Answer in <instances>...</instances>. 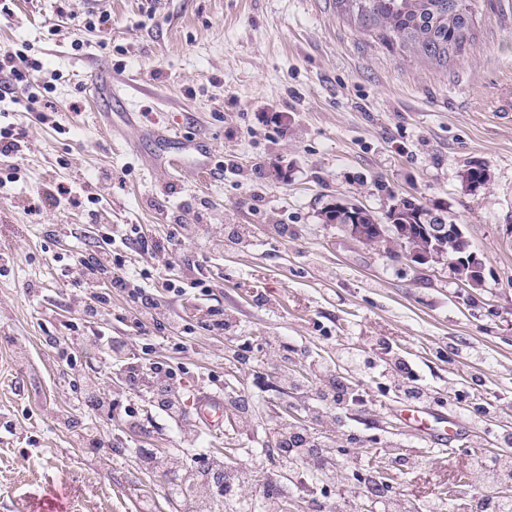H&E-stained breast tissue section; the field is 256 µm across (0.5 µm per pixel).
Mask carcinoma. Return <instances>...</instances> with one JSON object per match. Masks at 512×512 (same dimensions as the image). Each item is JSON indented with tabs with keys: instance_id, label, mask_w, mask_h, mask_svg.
<instances>
[{
	"instance_id": "carcinoma-1",
	"label": "carcinoma",
	"mask_w": 512,
	"mask_h": 512,
	"mask_svg": "<svg viewBox=\"0 0 512 512\" xmlns=\"http://www.w3.org/2000/svg\"><path fill=\"white\" fill-rule=\"evenodd\" d=\"M336 9L355 27L375 38L389 51L410 54L438 67L459 56L474 39L476 0H336ZM325 224H373L378 219L365 206L336 203V209L321 210ZM421 211L404 200L387 212L393 224H419ZM448 257H462L471 249L464 234L451 233Z\"/></svg>"
}]
</instances>
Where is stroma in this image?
Masks as SVG:
<instances>
[{"mask_svg":"<svg viewBox=\"0 0 512 512\" xmlns=\"http://www.w3.org/2000/svg\"><path fill=\"white\" fill-rule=\"evenodd\" d=\"M477 6L474 42L442 68L379 47L335 0H112L100 31L78 30L80 0H0V51L30 49L31 82L49 85L56 111L44 124L0 103L24 146L0 157V176L15 175L0 186L12 255L0 275V512H175L168 485L194 479L198 454L259 497L282 481L276 443L294 431L333 470L317 490L286 482L295 512H356L369 448L390 466V512H422L460 477L449 512H471L493 482L477 449L512 457V121L499 112L512 99V0ZM121 76L137 90L107 97ZM179 154L182 170L157 174ZM475 163L491 179L472 192L461 173ZM60 185L82 187L80 206H56ZM334 197L378 215L401 197L442 207L483 283L353 241L321 220ZM170 213L201 225L207 248L112 247L154 315L101 282L105 319L78 329L88 290L65 258L98 250L107 224L166 240ZM197 277L208 291L168 289ZM216 313L220 332L207 328ZM50 334L77 337L75 360L45 345ZM109 336L127 339L137 368L176 370L180 421L127 385ZM92 383L112 400L105 412L87 404ZM204 391L224 402L223 432L197 421ZM409 406L456 433L406 427Z\"/></svg>","mask_w":512,"mask_h":512,"instance_id":"1","label":"stroma"}]
</instances>
